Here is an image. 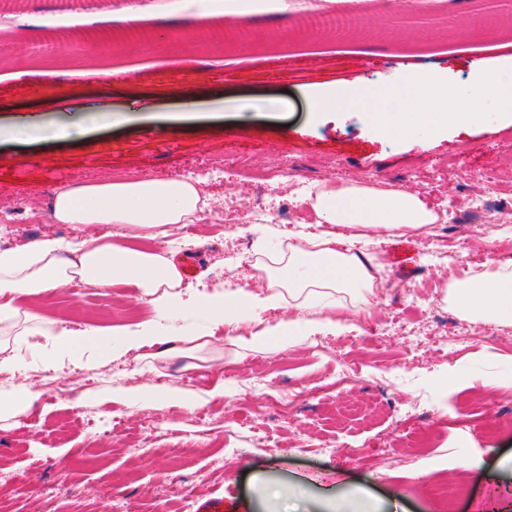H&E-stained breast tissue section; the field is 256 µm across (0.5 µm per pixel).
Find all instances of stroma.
<instances>
[{"label":"stroma","instance_id":"stroma-1","mask_svg":"<svg viewBox=\"0 0 512 512\" xmlns=\"http://www.w3.org/2000/svg\"><path fill=\"white\" fill-rule=\"evenodd\" d=\"M225 0L196 7L142 5L140 20H123L122 0H24L0 28V53L15 30L42 48L78 41L81 58L44 60L41 51L0 65V213H40L37 224L0 226V250L46 236L64 241L98 233L92 224H56L50 212L61 189L124 171L137 178L200 172L210 211L249 214L273 196L233 171L204 174V163L244 156L256 167L288 156L298 180L359 182L401 188L429 205L450 206L453 219L416 238L415 272L399 275L387 256L392 235L368 250L385 282L371 305L337 297L338 316L356 331L337 342L237 353L224 328L186 312L178 327L209 335L210 343L168 361L74 364L69 355L36 356L19 337H0L12 366L0 371V393L39 390L17 416L0 415V512H183V501L222 495L239 512H260L255 486L317 512L320 502L348 501L356 512H512V326L460 317L444 301V286L460 275V253L507 259V244L487 246L469 211L472 197L489 194L494 207L512 208V121L487 99L478 127H451L432 136H383L368 111L387 107L408 70L441 69L466 89L485 67L512 83V34L485 30L418 37L414 19L384 28L396 0H378L357 34L340 40L302 32L295 11L256 0L239 18L259 36L242 47L224 35ZM194 16L195 33L152 58L136 42L180 18ZM374 91L372 102L315 113L311 97L341 82ZM458 166L452 182L434 171ZM189 234L195 264L183 285L211 293L250 283L249 264L261 239L251 223L210 219ZM133 288L82 285L37 300L48 319L72 331L154 319ZM357 376L335 378L346 364ZM267 384L249 388L255 373ZM164 384L199 396L208 413L151 395ZM115 420V433L88 434L84 418ZM162 428L142 453L144 422ZM426 437L430 446L408 447ZM173 479L180 492L159 487ZM29 486L26 494L12 483ZM433 484L463 485L454 509L432 497Z\"/></svg>","mask_w":512,"mask_h":512}]
</instances>
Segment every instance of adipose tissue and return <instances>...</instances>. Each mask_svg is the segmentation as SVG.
Masks as SVG:
<instances>
[{
    "label": "adipose tissue",
    "instance_id": "1",
    "mask_svg": "<svg viewBox=\"0 0 512 512\" xmlns=\"http://www.w3.org/2000/svg\"><path fill=\"white\" fill-rule=\"evenodd\" d=\"M404 82L408 96L370 114L383 132L414 136L432 128L478 126L485 120L479 104L488 97L503 111L512 112V84L502 83L493 70L462 93L432 69L407 74ZM309 205L321 232L297 231L277 250L258 249L253 262L263 273L258 289L228 288L196 302L198 314L239 328L233 343L241 349H264L276 336L291 342L321 328L340 330L337 294L353 291L367 305L381 280V267L363 250V243L397 231L414 232L436 220L415 193L356 183L344 187L318 183ZM206 206L198 186L178 176L108 180L57 192L51 218L57 224H132L154 229L156 238L162 239L170 225L201 220ZM182 278L175 252L167 249L145 252L119 247L101 234L66 246L45 237L0 251V323L15 327L42 322L38 312L20 309L19 300L27 296H49L72 285L135 288L139 301L155 312V320L134 328L46 332L29 348L75 357L90 351L101 364L144 347L153 348L155 358H170L184 353L190 341L184 331L166 326L185 306ZM447 299L464 316L512 324V261L490 259L481 271L451 280ZM285 301L313 310V317L283 321L273 328L251 325L255 309L277 308Z\"/></svg>",
    "mask_w": 512,
    "mask_h": 512
}]
</instances>
